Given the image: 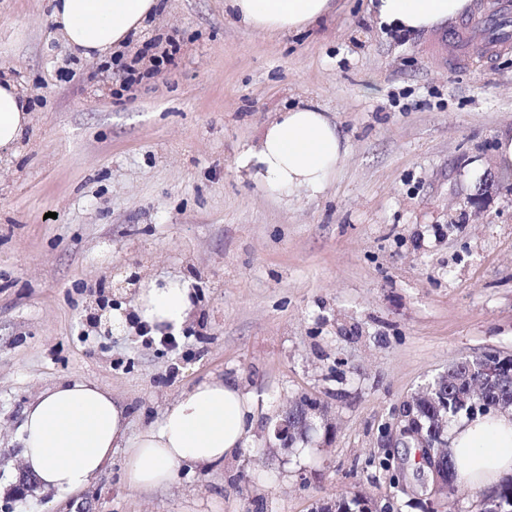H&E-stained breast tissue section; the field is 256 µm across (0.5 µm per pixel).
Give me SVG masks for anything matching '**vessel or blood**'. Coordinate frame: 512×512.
I'll list each match as a JSON object with an SVG mask.
<instances>
[{
    "mask_svg": "<svg viewBox=\"0 0 512 512\" xmlns=\"http://www.w3.org/2000/svg\"><path fill=\"white\" fill-rule=\"evenodd\" d=\"M476 39L483 40L492 53L512 47V5L507 0H498L494 8L482 12L477 22H467L458 28L448 47L449 59L455 65L467 66L468 48Z\"/></svg>",
    "mask_w": 512,
    "mask_h": 512,
    "instance_id": "obj_1",
    "label": "vessel or blood"
}]
</instances>
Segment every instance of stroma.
I'll return each instance as SVG.
<instances>
[{"mask_svg":"<svg viewBox=\"0 0 512 512\" xmlns=\"http://www.w3.org/2000/svg\"><path fill=\"white\" fill-rule=\"evenodd\" d=\"M303 30L245 29L224 0H163L124 45L176 40L174 65L132 86L67 48L50 0H0V80L31 122L0 150V512H317L342 498L423 512L433 475L394 412L455 362L512 357V49L448 62L449 23L399 37L368 0ZM336 119L350 149L325 193L282 200L235 160L276 112ZM189 276L196 312L172 353L94 331L130 313L124 271ZM235 378L266 405L224 462L130 487L124 455L58 496L22 476L23 411L63 379L107 387L128 432L194 384ZM307 402L312 428L270 415ZM387 461V469L368 459ZM292 407L285 415L276 429V435L281 441L289 442L296 435H302L308 425V412L307 409Z\"/></svg>","mask_w":512,"mask_h":512,"instance_id":"stroma-1","label":"stroma"}]
</instances>
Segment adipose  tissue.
Here are the masks:
<instances>
[{"instance_id": "1", "label": "adipose tissue", "mask_w": 512, "mask_h": 512, "mask_svg": "<svg viewBox=\"0 0 512 512\" xmlns=\"http://www.w3.org/2000/svg\"><path fill=\"white\" fill-rule=\"evenodd\" d=\"M247 28L261 32L302 29L330 12L332 0H225ZM158 0H53L51 17L67 46L86 59L104 57L142 30ZM471 0H371L380 23L412 33L459 19ZM31 116L10 80L0 81V149L20 138ZM349 153L347 139L326 112L300 104L278 112L236 164L280 196L322 194ZM194 290L180 276L141 284L135 300L139 323L153 335H176L193 311ZM257 400L237 381L203 380L170 403L157 424L128 435L124 408L110 390L78 379L42 391L25 409L23 465L45 488H84L125 449V478L133 487L170 483L186 464L223 462L246 447L256 425ZM448 451L456 482L475 491L494 488L512 474V414L462 419Z\"/></svg>"}]
</instances>
